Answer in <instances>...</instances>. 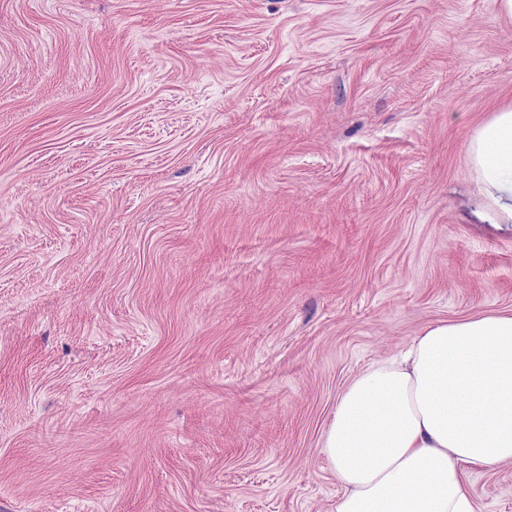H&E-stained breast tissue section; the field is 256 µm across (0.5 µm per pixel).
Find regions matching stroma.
<instances>
[{"label": "stroma", "mask_w": 512, "mask_h": 512, "mask_svg": "<svg viewBox=\"0 0 512 512\" xmlns=\"http://www.w3.org/2000/svg\"><path fill=\"white\" fill-rule=\"evenodd\" d=\"M507 106L495 0H0V512H329L351 379L512 311ZM468 157L482 195L508 191L511 204L503 206L500 220L512 223V107L494 112L477 128L468 143Z\"/></svg>", "instance_id": "stroma-1"}]
</instances>
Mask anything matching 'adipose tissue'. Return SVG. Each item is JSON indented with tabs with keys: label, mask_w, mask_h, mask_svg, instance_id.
<instances>
[{
	"label": "adipose tissue",
	"mask_w": 512,
	"mask_h": 512,
	"mask_svg": "<svg viewBox=\"0 0 512 512\" xmlns=\"http://www.w3.org/2000/svg\"><path fill=\"white\" fill-rule=\"evenodd\" d=\"M483 195L512 193V107L468 143ZM331 512H477L469 468L512 462V314L438 321L359 373L322 440Z\"/></svg>",
	"instance_id": "1"
}]
</instances>
